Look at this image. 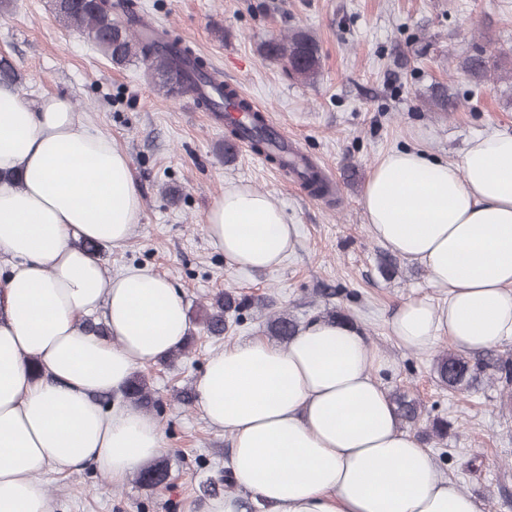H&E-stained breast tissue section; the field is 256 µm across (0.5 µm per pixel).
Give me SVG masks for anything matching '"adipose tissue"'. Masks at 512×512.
<instances>
[{"mask_svg":"<svg viewBox=\"0 0 512 512\" xmlns=\"http://www.w3.org/2000/svg\"><path fill=\"white\" fill-rule=\"evenodd\" d=\"M362 206L374 238L418 262L447 297L403 302L399 346L461 352L512 339V132L473 137L459 160L389 151ZM125 152L70 98L24 100L0 83V512H49L41 476L93 465L123 483L164 451L156 418L103 408L135 371L184 343V297L155 272L106 275L81 249L125 246L140 221ZM205 232L237 269L265 270L295 248L297 227L267 192L225 189ZM102 314L106 335L84 320ZM390 365L346 322L304 324L282 347L237 341L207 359L196 405L231 437L239 488L273 512H481L404 429L376 377Z\"/></svg>","mask_w":512,"mask_h":512,"instance_id":"ef3b65f1","label":"adipose tissue"}]
</instances>
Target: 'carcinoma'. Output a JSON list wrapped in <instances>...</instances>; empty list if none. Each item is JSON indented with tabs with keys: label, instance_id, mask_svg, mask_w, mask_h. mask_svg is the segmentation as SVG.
Instances as JSON below:
<instances>
[{
	"label": "carcinoma",
	"instance_id": "1",
	"mask_svg": "<svg viewBox=\"0 0 512 512\" xmlns=\"http://www.w3.org/2000/svg\"><path fill=\"white\" fill-rule=\"evenodd\" d=\"M54 13L63 26L79 30L85 38L107 60L123 64L139 62L146 66L154 87L167 96L190 95L202 85H211L217 96L209 93L194 97L197 105L210 112H217L224 106L223 85L214 84L213 76L207 73L203 60L191 49L168 32H159L142 18L128 14L124 0H53ZM264 58L284 66L291 76L306 84L318 80L320 69L319 46L315 37L302 28L294 29L279 38L260 45ZM509 60L504 52L494 59L481 53L465 57L460 69L477 84L504 81L509 69L504 63ZM432 105L442 112H451L455 104L448 98L447 87L440 85L431 98ZM239 107L251 113L249 125L228 129L233 139L245 138L252 149L276 162L289 174L292 169L284 163L286 145L276 143L263 116L251 111L246 102ZM304 180L315 196L330 193L315 167L304 163ZM266 304L246 298H235L227 293L214 298V303L205 309L201 324L210 336H222L229 328V317L235 322L242 320L243 312L250 309L262 310ZM266 331L280 343L288 342L300 330L296 317L286 310L272 311L266 315ZM434 372L439 383L460 394L468 393L482 382L501 387V394L512 395V356L472 359L462 353L443 351L435 360ZM125 401L140 408L154 403L146 379L140 375L131 378L123 392ZM391 401L400 420L417 424L422 419L421 406L417 400L404 393H394ZM169 479L168 469L156 462L139 474L140 483L147 488H156Z\"/></svg>",
	"mask_w": 512,
	"mask_h": 512
}]
</instances>
